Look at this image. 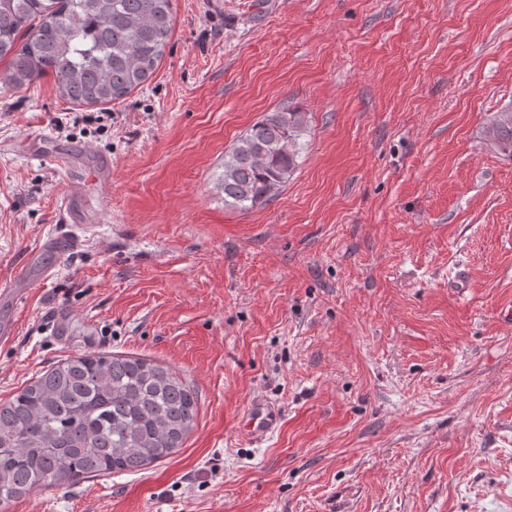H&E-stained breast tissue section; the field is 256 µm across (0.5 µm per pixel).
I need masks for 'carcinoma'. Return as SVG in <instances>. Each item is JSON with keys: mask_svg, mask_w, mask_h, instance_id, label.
I'll list each match as a JSON object with an SVG mask.
<instances>
[{"mask_svg": "<svg viewBox=\"0 0 512 512\" xmlns=\"http://www.w3.org/2000/svg\"><path fill=\"white\" fill-rule=\"evenodd\" d=\"M172 0H0V89L55 79L77 105L110 104L154 75L172 31ZM306 113L267 112L224 155V204L249 210L288 182ZM512 156V108L486 128ZM198 415L171 369L85 353L0 405V501L131 472L181 447Z\"/></svg>", "mask_w": 512, "mask_h": 512, "instance_id": "1", "label": "carcinoma"}]
</instances>
